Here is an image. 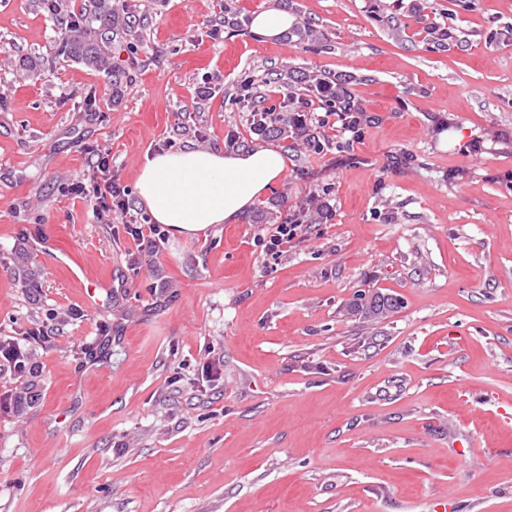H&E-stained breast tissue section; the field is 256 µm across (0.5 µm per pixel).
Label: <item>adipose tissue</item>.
<instances>
[{"instance_id":"obj_1","label":"adipose tissue","mask_w":512,"mask_h":512,"mask_svg":"<svg viewBox=\"0 0 512 512\" xmlns=\"http://www.w3.org/2000/svg\"><path fill=\"white\" fill-rule=\"evenodd\" d=\"M285 163L272 147L228 155L185 147L146 156L135 189L154 223L192 236L239 222L280 179Z\"/></svg>"}]
</instances>
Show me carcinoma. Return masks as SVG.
<instances>
[{
    "mask_svg": "<svg viewBox=\"0 0 512 512\" xmlns=\"http://www.w3.org/2000/svg\"><path fill=\"white\" fill-rule=\"evenodd\" d=\"M117 7H107L106 0H93V6L70 17L64 27L58 31V39L68 54L86 62L89 65H99L103 62V54L98 42L103 40V34L109 32L112 39L116 40L131 31L130 22L119 26ZM425 39L433 48L443 50L455 40L453 29L447 25L435 23L424 28ZM294 79L291 72L275 71L270 73L267 79L269 83H275L285 89L283 98L277 107H268L266 98L254 83L243 81L234 97L235 104L247 110L250 117L251 130L260 135L271 132L285 140L302 139L316 152L324 148L319 135L316 134L314 123L304 117L312 104L326 112H340L347 117V125L352 130H362L364 124L371 121L360 99L355 95L352 85L355 79L351 76L338 75H310L301 77L305 90V98L294 97L289 92L290 83ZM280 112L282 116L273 120L267 118L271 112ZM401 308L397 297L379 292L367 291L356 295L347 306V312L353 316L364 319L384 318ZM0 357L10 366V371L19 377L27 376V371L22 365L14 364V360L20 362L26 360V354L21 346L12 341H0ZM35 397V384L21 383L20 391L9 398V405L22 412L33 403Z\"/></svg>",
    "mask_w": 512,
    "mask_h": 512,
    "instance_id": "obj_1",
    "label": "carcinoma"
}]
</instances>
